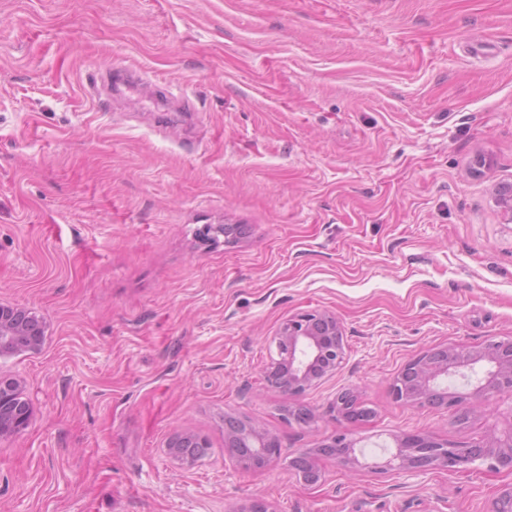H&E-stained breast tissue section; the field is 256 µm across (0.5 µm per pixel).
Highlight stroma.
Listing matches in <instances>:
<instances>
[{
	"mask_svg": "<svg viewBox=\"0 0 512 512\" xmlns=\"http://www.w3.org/2000/svg\"><path fill=\"white\" fill-rule=\"evenodd\" d=\"M110 66L194 111L89 96ZM510 181L512 0H0V302L44 329L0 355L31 408L0 438V512H493L511 473L384 464L403 434L508 426L486 362L440 381L480 405L463 422L391 384L512 338ZM224 224L243 232L201 238ZM308 311L345 348L303 425L263 368ZM348 388L370 419L330 412ZM228 416L276 437L274 467L237 464ZM187 431L191 465L164 452ZM342 433L356 463L317 452Z\"/></svg>",
	"mask_w": 512,
	"mask_h": 512,
	"instance_id": "1",
	"label": "stroma"
}]
</instances>
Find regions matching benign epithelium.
Wrapping results in <instances>:
<instances>
[{"label": "benign epithelium", "mask_w": 512, "mask_h": 512, "mask_svg": "<svg viewBox=\"0 0 512 512\" xmlns=\"http://www.w3.org/2000/svg\"><path fill=\"white\" fill-rule=\"evenodd\" d=\"M505 221L512 223V184L501 183L495 189ZM42 340V327L32 313L21 306L0 303V352L36 348ZM277 357L264 367L266 381L288 395L289 408L300 406V398L312 387L333 376L344 356L343 329L336 316L326 312H307L289 318L272 338ZM485 361L491 365L477 391L512 393V339L491 340L478 350L455 345L428 349L405 364L392 384L396 399L409 405L432 403L458 412L464 420L470 414L467 397L439 388L440 378ZM19 382L0 376V437L25 429L30 423L29 406L18 394ZM228 438L239 441L234 450L236 461L245 468L264 469L280 458L277 440L252 422L226 421ZM393 467L404 473L426 468L467 470L477 462L494 470L512 471V427L508 432L492 434L470 446L448 450L440 443L419 435L396 439ZM330 454L355 463V442L339 434L323 444Z\"/></svg>", "instance_id": "1"}]
</instances>
